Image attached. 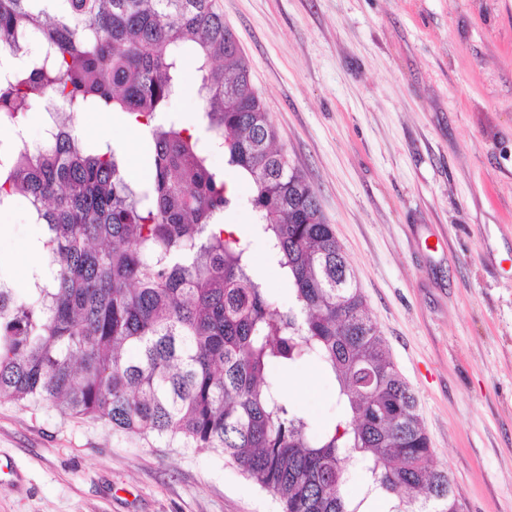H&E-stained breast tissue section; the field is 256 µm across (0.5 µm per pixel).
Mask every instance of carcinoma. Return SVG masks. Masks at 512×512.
Wrapping results in <instances>:
<instances>
[{"instance_id":"cac0c4a2","label":"carcinoma","mask_w":512,"mask_h":512,"mask_svg":"<svg viewBox=\"0 0 512 512\" xmlns=\"http://www.w3.org/2000/svg\"><path fill=\"white\" fill-rule=\"evenodd\" d=\"M0 56L24 57L0 66V116L18 127L39 106L50 130L0 155V209L22 200L43 226L25 294L0 290V398L211 448L282 512H462L218 0H0ZM190 66L194 125L169 115ZM85 112L139 126L142 180L79 137ZM204 132L253 189L286 309L253 276L249 239L220 228L234 199ZM309 359L343 408L319 428L273 378ZM353 458L360 497L345 491Z\"/></svg>"}]
</instances>
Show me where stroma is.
<instances>
[{
  "label": "stroma",
  "mask_w": 512,
  "mask_h": 512,
  "mask_svg": "<svg viewBox=\"0 0 512 512\" xmlns=\"http://www.w3.org/2000/svg\"><path fill=\"white\" fill-rule=\"evenodd\" d=\"M277 144L315 190L464 512H512V0H221ZM88 144L145 145L83 113ZM37 225L0 211L24 293ZM279 380L323 422L316 363ZM0 512H282L216 452L0 398Z\"/></svg>",
  "instance_id": "obj_1"
}]
</instances>
